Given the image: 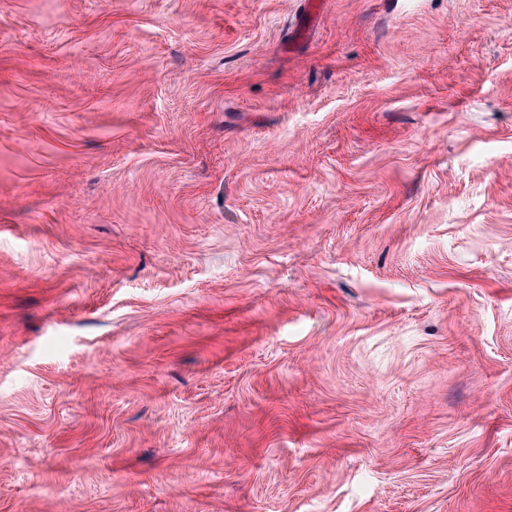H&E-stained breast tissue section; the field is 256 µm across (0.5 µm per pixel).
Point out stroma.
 Listing matches in <instances>:
<instances>
[{"label": "stroma", "mask_w": 512, "mask_h": 512, "mask_svg": "<svg viewBox=\"0 0 512 512\" xmlns=\"http://www.w3.org/2000/svg\"><path fill=\"white\" fill-rule=\"evenodd\" d=\"M0 512H512V0H0Z\"/></svg>", "instance_id": "35a3bbf8"}]
</instances>
